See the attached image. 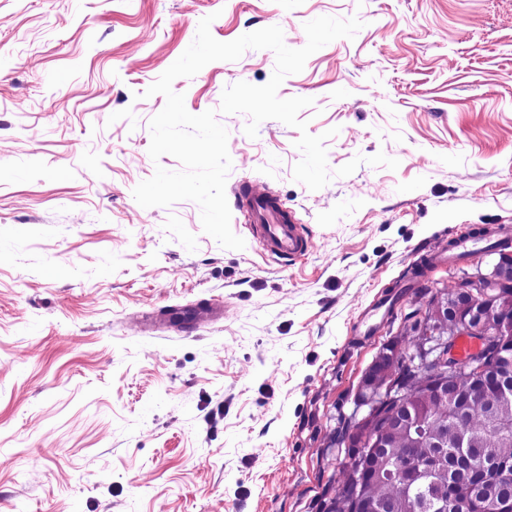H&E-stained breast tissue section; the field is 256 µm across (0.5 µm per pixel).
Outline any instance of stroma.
<instances>
[{
    "mask_svg": "<svg viewBox=\"0 0 512 512\" xmlns=\"http://www.w3.org/2000/svg\"><path fill=\"white\" fill-rule=\"evenodd\" d=\"M213 16L221 42L360 18L279 88L336 129L312 191L292 179L296 128L222 114L226 86L266 84L271 50L216 61L175 92L217 110L226 186L279 194L308 239L281 265L241 224L221 248L191 201L141 207L152 160L145 90ZM512 227V0H0V512H322L342 478L332 439L378 352L408 347L480 252L402 289L375 336L359 313L451 233ZM224 306L185 331L139 316Z\"/></svg>",
    "mask_w": 512,
    "mask_h": 512,
    "instance_id": "stroma-1",
    "label": "stroma"
}]
</instances>
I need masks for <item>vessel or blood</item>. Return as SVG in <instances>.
<instances>
[{"mask_svg":"<svg viewBox=\"0 0 512 512\" xmlns=\"http://www.w3.org/2000/svg\"><path fill=\"white\" fill-rule=\"evenodd\" d=\"M237 210L239 223L273 259L292 260L305 255L308 242L300 225L281 198L269 189L252 186L240 189ZM490 245V240L469 233L459 234L450 238L446 249L431 253L428 260L435 266L454 263L466 258L472 251ZM388 312L389 307L383 300L368 306L360 316L359 335L368 336Z\"/></svg>","mask_w":512,"mask_h":512,"instance_id":"obj_1","label":"vessel or blood"}]
</instances>
